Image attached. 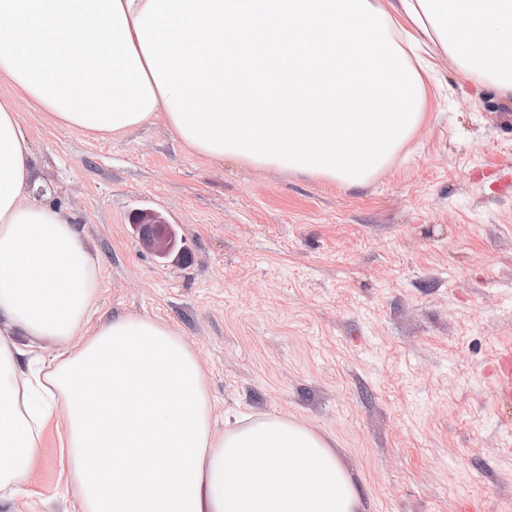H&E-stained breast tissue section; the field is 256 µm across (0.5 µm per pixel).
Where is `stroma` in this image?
<instances>
[{"label":"stroma","mask_w":512,"mask_h":512,"mask_svg":"<svg viewBox=\"0 0 512 512\" xmlns=\"http://www.w3.org/2000/svg\"><path fill=\"white\" fill-rule=\"evenodd\" d=\"M423 118L364 186L217 164L162 122L120 136L16 99L46 200L101 260L95 317L174 331L225 413L281 415L335 451L366 512H512V412L488 366L512 342V98L446 55ZM151 210L183 256L132 227ZM61 418L0 512H77ZM133 224L142 244L161 259L183 252L172 224L153 211L138 212Z\"/></svg>","instance_id":"35a3bbf8"}]
</instances>
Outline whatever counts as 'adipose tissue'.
<instances>
[{
	"label": "adipose tissue",
	"instance_id": "ef3b65f1",
	"mask_svg": "<svg viewBox=\"0 0 512 512\" xmlns=\"http://www.w3.org/2000/svg\"><path fill=\"white\" fill-rule=\"evenodd\" d=\"M429 42L512 95V0H0V502L59 414L79 512H365L314 431L268 416L215 435L204 371L167 326L91 322L101 259L37 199L15 99L89 133L160 119L212 160L359 187L422 120ZM43 340L56 352L31 357Z\"/></svg>",
	"mask_w": 512,
	"mask_h": 512
}]
</instances>
